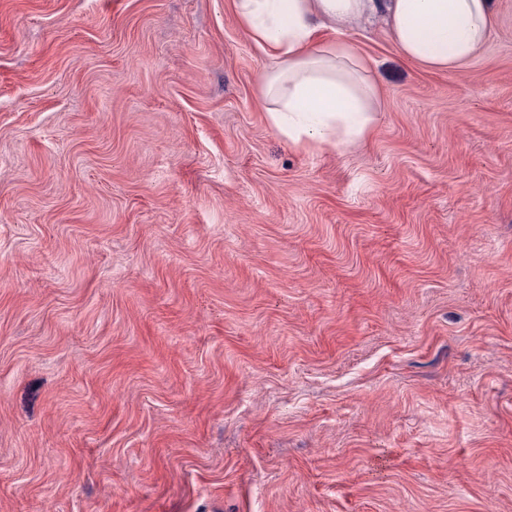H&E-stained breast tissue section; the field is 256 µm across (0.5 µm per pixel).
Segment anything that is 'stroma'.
Wrapping results in <instances>:
<instances>
[{
	"instance_id": "obj_1",
	"label": "stroma",
	"mask_w": 512,
	"mask_h": 512,
	"mask_svg": "<svg viewBox=\"0 0 512 512\" xmlns=\"http://www.w3.org/2000/svg\"><path fill=\"white\" fill-rule=\"evenodd\" d=\"M383 22L365 140L270 123L233 0H0V512H512V0Z\"/></svg>"
}]
</instances>
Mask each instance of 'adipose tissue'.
<instances>
[{
  "mask_svg": "<svg viewBox=\"0 0 512 512\" xmlns=\"http://www.w3.org/2000/svg\"><path fill=\"white\" fill-rule=\"evenodd\" d=\"M272 69L262 78L271 123L305 146L366 137L376 124L375 80L357 51L323 40L371 17L385 21L399 53L430 70L471 60L493 26L492 0H234Z\"/></svg>",
  "mask_w": 512,
  "mask_h": 512,
  "instance_id": "obj_1",
  "label": "adipose tissue"
}]
</instances>
